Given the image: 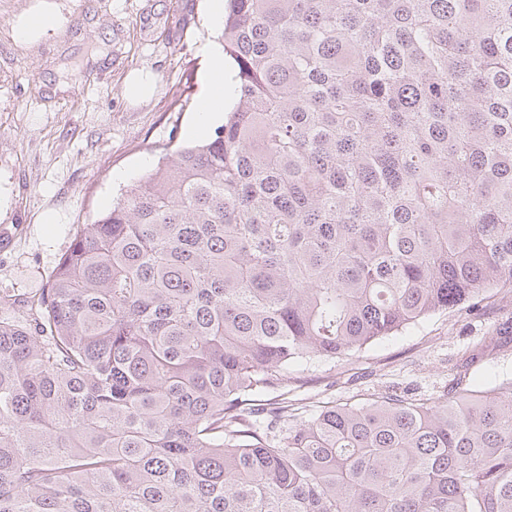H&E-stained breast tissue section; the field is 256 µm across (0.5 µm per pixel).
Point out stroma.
I'll return each instance as SVG.
<instances>
[{"label": "stroma", "instance_id": "stroma-1", "mask_svg": "<svg viewBox=\"0 0 512 512\" xmlns=\"http://www.w3.org/2000/svg\"><path fill=\"white\" fill-rule=\"evenodd\" d=\"M59 29L15 33L43 4ZM219 32L210 0H0V318H21L84 225L176 146L189 143L204 53ZM154 84L132 98V76ZM512 321V285L473 311L431 315L354 355L297 368L295 400L362 404L387 393H442L468 354L476 386L512 378V346L489 344Z\"/></svg>", "mask_w": 512, "mask_h": 512}]
</instances>
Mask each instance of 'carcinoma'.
Returning <instances> with one entry per match:
<instances>
[{
	"mask_svg": "<svg viewBox=\"0 0 512 512\" xmlns=\"http://www.w3.org/2000/svg\"><path fill=\"white\" fill-rule=\"evenodd\" d=\"M236 101L0 319V512H512V378L293 368L512 284V0H226Z\"/></svg>",
	"mask_w": 512,
	"mask_h": 512,
	"instance_id": "obj_1",
	"label": "carcinoma"
}]
</instances>
